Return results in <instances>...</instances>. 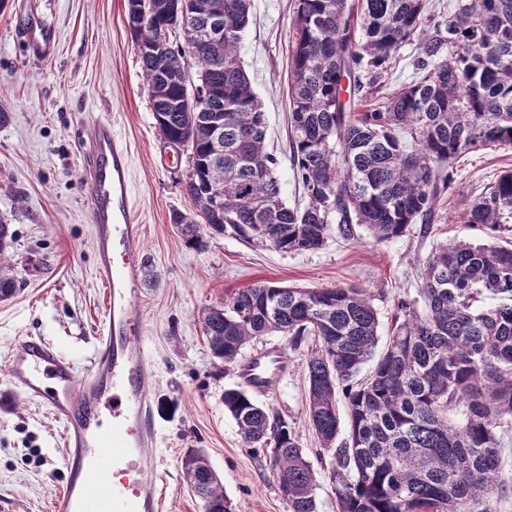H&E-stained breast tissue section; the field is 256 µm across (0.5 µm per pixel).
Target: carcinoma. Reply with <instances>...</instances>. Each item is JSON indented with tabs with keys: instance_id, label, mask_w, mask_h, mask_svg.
<instances>
[{
	"instance_id": "1",
	"label": "carcinoma",
	"mask_w": 512,
	"mask_h": 512,
	"mask_svg": "<svg viewBox=\"0 0 512 512\" xmlns=\"http://www.w3.org/2000/svg\"><path fill=\"white\" fill-rule=\"evenodd\" d=\"M127 0L155 128L185 145L191 216H171L185 244L229 233L281 252L322 248L331 226L389 241L429 227L463 153L512 147V0H456L445 28L425 33L427 0H295L289 125L294 172L306 202L290 206L266 145V121L240 58L253 0H184L195 29L224 35L195 56L173 38L171 0ZM361 29L362 40L354 39ZM169 43L158 61L161 34ZM421 39L417 79L378 97L375 82L398 50ZM368 82H362V75ZM353 99L342 101V81ZM201 106L183 101L190 86ZM467 223L493 245L445 242L426 261L421 298L397 301L393 335L377 354L373 295L355 286L258 283L202 312L212 356L238 362L253 338L279 334L292 347L313 338L305 360L306 413L338 512H499L512 500V170L477 196ZM14 236L0 221V300L17 280ZM375 365L366 374L362 366ZM347 409V437L339 399ZM224 411L248 448L266 451L289 512H320L317 477L288 424L248 389H224ZM205 512H234L207 455L181 460Z\"/></svg>"
}]
</instances>
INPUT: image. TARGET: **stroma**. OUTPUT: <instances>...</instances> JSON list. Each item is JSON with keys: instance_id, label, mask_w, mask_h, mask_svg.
I'll return each instance as SVG.
<instances>
[{"instance_id": "1", "label": "stroma", "mask_w": 512, "mask_h": 512, "mask_svg": "<svg viewBox=\"0 0 512 512\" xmlns=\"http://www.w3.org/2000/svg\"><path fill=\"white\" fill-rule=\"evenodd\" d=\"M127 0H8L0 8V218L14 233L9 253L20 288L0 302V512H50L64 483L62 430L51 415L10 384L11 356L28 336H41L86 370L102 327L106 293L94 277V226L85 192V145L93 121L111 119L131 155L132 199L144 228L138 346L153 360L157 444L153 450L165 497L164 512H205L181 471L191 448L207 454L235 512H288L262 452L245 447L225 412V388L236 386L234 366L212 357L200 312L223 305L238 289L260 282L317 288L355 286L370 292L379 337L388 340L398 299H417L424 264L437 243L485 241L466 214L475 197L512 169V148H487L454 163L455 181L429 229L414 224L379 242L364 229L353 238L331 234L318 250L284 253L253 247L230 235L208 237L204 249L186 247L170 217L194 213L184 190L185 153L159 135L146 80L126 23ZM38 13L56 28L53 52L33 57L20 34ZM294 0H254L241 60L260 100L269 148L288 204L302 198L289 149L288 54ZM312 339L290 348L284 336H261L243 356L274 346L282 377L258 401L291 427L315 472L321 512H337L321 472L318 444L305 411L304 364Z\"/></svg>"}]
</instances>
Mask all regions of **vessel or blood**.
I'll return each instance as SVG.
<instances>
[{"label":"vessel or blood","instance_id":"vessel-or-blood-1","mask_svg":"<svg viewBox=\"0 0 512 512\" xmlns=\"http://www.w3.org/2000/svg\"><path fill=\"white\" fill-rule=\"evenodd\" d=\"M34 53L57 39L40 16L28 27ZM86 154V192L95 226V277L106 290L104 329L86 372L44 339L26 337L10 362L9 378L27 399L61 425L66 447L65 483L52 512H161L153 394L155 366L136 348L142 333L137 306L143 227L130 191L129 147L111 121L92 123ZM282 370L278 348L256 353L236 368L255 393L272 390Z\"/></svg>","mask_w":512,"mask_h":512}]
</instances>
